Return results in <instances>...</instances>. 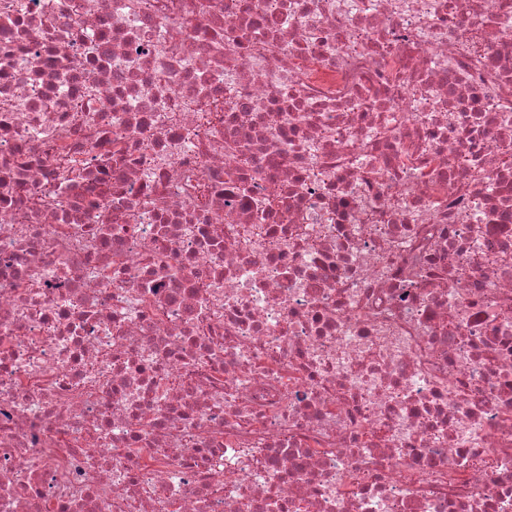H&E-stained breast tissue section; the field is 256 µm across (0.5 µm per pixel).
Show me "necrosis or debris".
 Masks as SVG:
<instances>
[{"mask_svg": "<svg viewBox=\"0 0 512 512\" xmlns=\"http://www.w3.org/2000/svg\"><path fill=\"white\" fill-rule=\"evenodd\" d=\"M0 512H512V0H0Z\"/></svg>", "mask_w": 512, "mask_h": 512, "instance_id": "4bbe7bcc", "label": "necrosis or debris"}]
</instances>
